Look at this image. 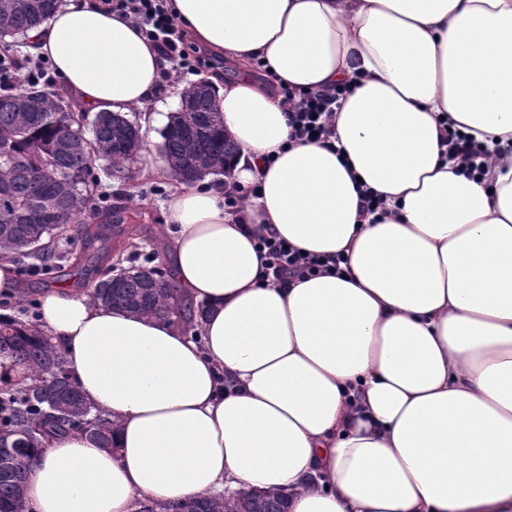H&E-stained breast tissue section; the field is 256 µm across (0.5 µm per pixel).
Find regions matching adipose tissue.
Segmentation results:
<instances>
[{
	"label": "adipose tissue",
	"instance_id": "adipose-tissue-1",
	"mask_svg": "<svg viewBox=\"0 0 512 512\" xmlns=\"http://www.w3.org/2000/svg\"><path fill=\"white\" fill-rule=\"evenodd\" d=\"M240 151L224 188L173 186L163 248L196 335L59 288L40 327L114 424L47 441L28 512H136L281 489L289 512H512V0H170ZM78 104L147 109L169 63L130 17L69 0L28 33ZM262 63L271 80H253ZM296 92L346 87L328 141ZM488 145L448 159L449 129ZM383 202L362 212L359 187ZM283 238L340 271L273 280ZM334 93L321 91L304 92L296 97V93L288 87L280 86V94L291 104L288 125L291 130L289 141L295 140H326L333 135L331 119L336 112V102L346 94V87L336 88Z\"/></svg>",
	"mask_w": 512,
	"mask_h": 512
}]
</instances>
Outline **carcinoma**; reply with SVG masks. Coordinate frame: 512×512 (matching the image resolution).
<instances>
[{"mask_svg":"<svg viewBox=\"0 0 512 512\" xmlns=\"http://www.w3.org/2000/svg\"><path fill=\"white\" fill-rule=\"evenodd\" d=\"M57 7L56 0H0V14L10 20V27L0 30V41L43 25ZM29 90L35 93V112L14 92L0 94V255L28 259L22 266L26 276L61 268L65 256L52 253L48 241L73 227L86 232L91 220L101 223L83 240V248L93 247L104 255L113 249L122 233V219L92 196L86 153L95 147L112 171L123 173L130 163L127 145L141 137V129L128 117L100 112L92 119L89 139L79 124L86 113L73 111L63 97L44 86ZM182 99L193 103L203 132H183L185 113H171L161 132L164 160L177 177L224 174L237 148L218 123L211 91L191 85ZM69 121L74 132L63 140L59 129ZM52 208L62 213L65 223H49L47 211ZM130 268L133 274L119 280L106 272L82 285L100 304L156 318L177 313L183 321H193L194 313H182V294L161 271L133 263ZM0 354L23 366L28 376L0 387V436L14 444L11 451L0 453V512H25L23 473L43 441L57 433L88 430L101 447L110 449L113 423L88 406L69 376L62 351L35 324L16 316L0 318ZM188 506L202 512H287L288 495L270 489L227 502L189 499L161 507L142 502L137 512H177Z\"/></svg>","mask_w":512,"mask_h":512,"instance_id":"carcinoma-1","label":"carcinoma"}]
</instances>
